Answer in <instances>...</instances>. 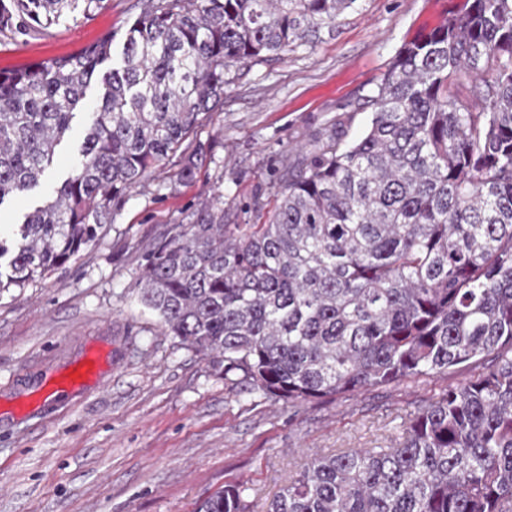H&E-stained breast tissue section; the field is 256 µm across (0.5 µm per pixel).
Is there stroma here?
Instances as JSON below:
<instances>
[{
	"label": "stroma",
	"mask_w": 512,
	"mask_h": 512,
	"mask_svg": "<svg viewBox=\"0 0 512 512\" xmlns=\"http://www.w3.org/2000/svg\"><path fill=\"white\" fill-rule=\"evenodd\" d=\"M143 0H108L63 15L48 30L0 36V71L80 52L105 34L121 46ZM468 0H356L333 30L280 60L233 67L234 83L181 152L148 171L116 208L106 235L66 268L0 292V512H194L231 483L266 503L316 455L386 448L446 387L443 375L297 407L225 383L207 361L167 336L137 302L143 255L171 225L194 223L220 201L229 222H255L297 149L336 119L358 138L365 100L400 46L427 34ZM101 86L88 89L72 129L38 186L0 202V238L66 179ZM207 159L194 180L181 165ZM101 356L99 384L47 410L11 413L50 375Z\"/></svg>",
	"instance_id": "obj_1"
}]
</instances>
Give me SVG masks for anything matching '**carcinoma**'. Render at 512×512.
Instances as JSON below:
<instances>
[{
	"label": "carcinoma",
	"instance_id": "obj_1",
	"mask_svg": "<svg viewBox=\"0 0 512 512\" xmlns=\"http://www.w3.org/2000/svg\"><path fill=\"white\" fill-rule=\"evenodd\" d=\"M69 2L0 0V35L50 26ZM355 2L146 0L114 57L106 35L0 72V204L40 182L102 81L71 174L0 239V289L98 241L224 99L231 67L314 43ZM367 103L359 139L338 119L295 156L271 208L255 204L262 223L213 206L172 225L146 252L139 302L241 391L292 406L483 366L394 446L311 458L262 512H512V0H471L403 44ZM246 491L196 512H249Z\"/></svg>",
	"mask_w": 512,
	"mask_h": 512
}]
</instances>
